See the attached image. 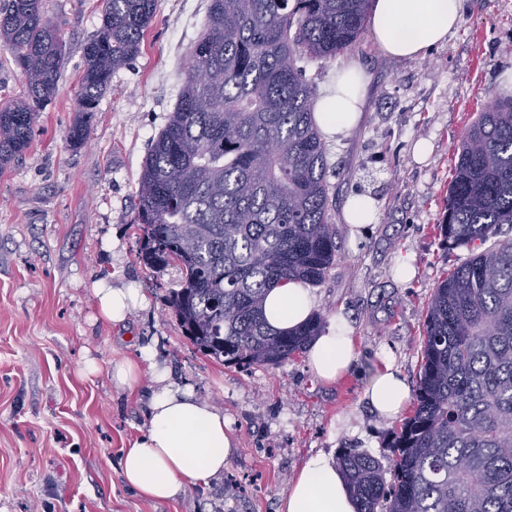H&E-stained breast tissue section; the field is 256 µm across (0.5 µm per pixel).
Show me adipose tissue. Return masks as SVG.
Returning <instances> with one entry per match:
<instances>
[{
  "instance_id": "adipose-tissue-1",
  "label": "adipose tissue",
  "mask_w": 512,
  "mask_h": 512,
  "mask_svg": "<svg viewBox=\"0 0 512 512\" xmlns=\"http://www.w3.org/2000/svg\"><path fill=\"white\" fill-rule=\"evenodd\" d=\"M464 0H373L370 31L377 45L393 57H413L447 39L460 22ZM366 77L355 65L338 71L319 96L314 117L329 139L347 135L362 115ZM101 318L123 320L139 295L133 288L94 289ZM314 311L309 288L284 282L271 288L264 302L268 324L293 329ZM355 353L348 325L336 318L312 342L309 364L317 377L333 382L353 366ZM146 429L123 449L120 471L124 483L140 497L155 503L176 500L188 487L209 484L223 475L235 442L226 430L223 412L198 399L192 389L169 382L165 370L154 369ZM383 417H395L409 398L405 381L391 360H384L367 393ZM283 512H355L349 489L333 459L310 458L289 483Z\"/></svg>"
}]
</instances>
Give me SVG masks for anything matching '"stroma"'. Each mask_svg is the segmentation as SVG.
I'll list each match as a JSON object with an SVG mask.
<instances>
[{
	"label": "stroma",
	"mask_w": 512,
	"mask_h": 512,
	"mask_svg": "<svg viewBox=\"0 0 512 512\" xmlns=\"http://www.w3.org/2000/svg\"><path fill=\"white\" fill-rule=\"evenodd\" d=\"M58 22L65 67L30 148L0 175V512H281L289 480L311 457L358 448L391 465L389 443L412 405L385 419L365 393L383 354L415 385L430 296L469 247L444 250L454 149L512 76V0H466L447 40L394 58L371 35L304 66L325 87L358 63L368 76L358 126L328 141L336 201V263L312 287L315 310L351 327L352 371L327 383L307 354L279 368L227 367L183 336L167 299L182 271L140 263L133 222L142 163L179 97L210 0H157L140 53L101 97L85 144L72 147L84 47L101 25L99 0H43ZM359 192L379 219L356 238L344 219ZM414 274L399 279L400 261ZM135 288L125 321L98 318L100 283ZM150 346L171 382L223 412L236 451L221 478L155 504L125 487L123 448L146 428L150 372L139 394L115 389L109 368ZM99 370L83 376L85 358Z\"/></svg>",
	"instance_id": "stroma-1"
}]
</instances>
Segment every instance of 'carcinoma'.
Returning a JSON list of instances; mask_svg holds the SVG:
<instances>
[{
    "label": "carcinoma",
    "instance_id": "obj_1",
    "mask_svg": "<svg viewBox=\"0 0 512 512\" xmlns=\"http://www.w3.org/2000/svg\"><path fill=\"white\" fill-rule=\"evenodd\" d=\"M370 0H210L179 100L138 180L139 258L178 263L169 298L202 354L278 367L319 335L313 315L270 328L263 302L287 281L322 283L336 262L334 197L314 120L316 81L300 65L352 49ZM156 0H102L84 47L81 144L112 75L139 54ZM0 45L27 94L0 106V172L32 142L65 66L43 0H0ZM447 245L478 251L438 281L428 303L413 413L395 432L391 480L374 456L338 457L356 512H512V96L480 112L454 154Z\"/></svg>",
    "mask_w": 512,
    "mask_h": 512
}]
</instances>
